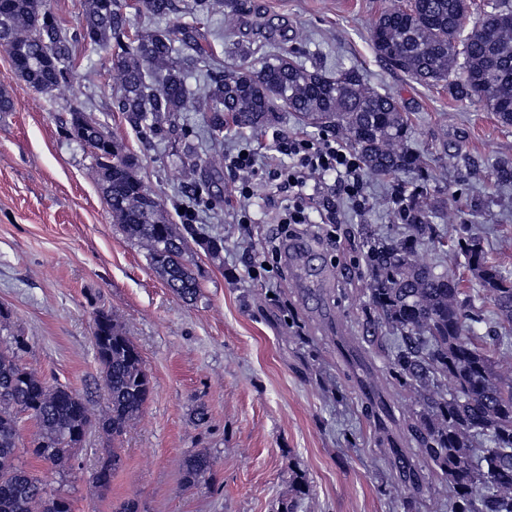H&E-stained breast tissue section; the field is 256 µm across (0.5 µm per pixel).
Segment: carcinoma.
<instances>
[{"instance_id":"cac0c4a2","label":"carcinoma","mask_w":512,"mask_h":512,"mask_svg":"<svg viewBox=\"0 0 512 512\" xmlns=\"http://www.w3.org/2000/svg\"><path fill=\"white\" fill-rule=\"evenodd\" d=\"M141 7L153 17L175 10L174 0H141ZM469 19L468 0H410L382 12L370 37L394 69L436 84L454 73L456 96L479 100L512 125V8L485 15L474 24V36L465 34ZM130 24L122 0H84L81 25L71 32L45 0H0V47L18 77L45 94L67 78L78 46L115 45L117 108L141 132L155 133L183 112H208L210 130L219 136L227 123L253 128L286 110L320 129L346 133L373 173L414 174L415 190L399 185L387 199L392 227L405 234L361 229L368 274L362 319L380 332L375 341L386 351L384 371L392 384L415 394L414 440L418 454L448 482V512H512V370L504 366L512 353V278L488 263L477 238L463 239L467 265L497 310V321L478 336L470 326L471 298L450 268L420 260L424 246H444L440 225L430 221L444 201L428 197L429 160L409 145L408 113L394 97L367 86L357 70L331 76L306 68L288 51L193 89L189 69L208 52L183 56L179 44L191 38L188 31L159 27L125 42ZM65 134L94 150L112 217L125 236L147 247L150 265L179 298L196 299L199 277L188 257L193 225L169 223L160 201L144 192L136 160L105 126L75 108ZM92 339L108 395L98 414L89 399L28 366L24 337H9L0 350V512H72L70 500L49 490L22 454L63 471L83 447L85 424L116 440L145 408L152 385L133 339L104 309L93 313ZM23 415L36 425L25 448ZM119 462L114 452L102 458L93 475L98 488L110 487ZM213 467L206 451L188 456L185 484L208 480Z\"/></svg>"}]
</instances>
